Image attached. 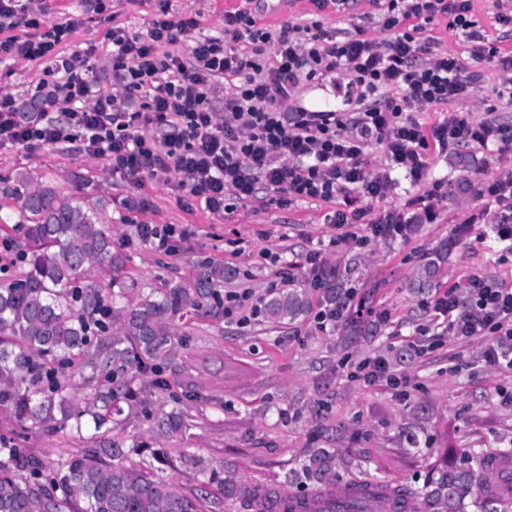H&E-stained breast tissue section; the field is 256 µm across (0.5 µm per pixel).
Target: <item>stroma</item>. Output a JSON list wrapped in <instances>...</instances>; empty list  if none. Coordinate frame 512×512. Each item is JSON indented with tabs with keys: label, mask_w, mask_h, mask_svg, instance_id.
Instances as JSON below:
<instances>
[{
	"label": "stroma",
	"mask_w": 512,
	"mask_h": 512,
	"mask_svg": "<svg viewBox=\"0 0 512 512\" xmlns=\"http://www.w3.org/2000/svg\"><path fill=\"white\" fill-rule=\"evenodd\" d=\"M225 0H168L172 14L197 16L200 31L213 34L224 25ZM50 17L82 16V26L64 44L66 52L96 47L95 70L102 91L112 89L105 23L93 0H44ZM261 23L319 22L337 39L356 33L384 39L377 12L367 0H349L343 10L315 11L310 0H252ZM441 49L457 55L469 70L482 73L481 88L460 105L470 121L493 117L512 124V98L498 94L499 72L476 62L458 32L436 25ZM42 64H0V92L28 99L42 75ZM512 169L505 152L449 147L433 153L431 179H445L447 192L436 204L431 224L411 225L406 236L375 237L368 224L403 207L423 186L399 183L370 202L368 221L355 225V238L327 223L333 206L315 200L288 205L259 190L257 198L229 200L228 210L214 213L203 204L186 206L171 185L129 184L111 166L80 153L75 145H35L0 149V176L20 172L102 199L112 240L126 256L125 271L138 284L189 281L193 265L222 264L225 291H250L266 299L281 292L279 267H288L292 286L310 298L304 315L277 324L264 315L241 323L225 317L195 318L187 349L174 365L188 370L196 395L182 399L191 427L166 438L143 415L130 418L124 438L148 442L167 451L164 477L180 488L247 481L295 495L301 488L285 484L284 475L317 449L333 456L332 484L375 482L388 485L424 482L434 467L455 466L473 449L512 448V367L491 366L477 341L449 337L429 303L476 275H493L512 286V253L494 241L495 213L476 197L477 181ZM143 224H180L187 229L177 249L166 255L139 236ZM454 247L437 287L417 290L412 283L432 250L445 241ZM319 264H311V254ZM350 269L354 288L350 310H362L368 326L347 335L344 321L320 328L315 315L326 300L313 285L316 269ZM382 360L389 372L405 379L395 389L386 378L355 377L363 362Z\"/></svg>",
	"instance_id": "1"
}]
</instances>
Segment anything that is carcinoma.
<instances>
[{
	"label": "carcinoma",
	"mask_w": 512,
	"mask_h": 512,
	"mask_svg": "<svg viewBox=\"0 0 512 512\" xmlns=\"http://www.w3.org/2000/svg\"><path fill=\"white\" fill-rule=\"evenodd\" d=\"M0 197L13 207L0 224L23 233L27 249L20 275L0 288V410L14 417L22 433H63L82 444L66 453L52 471L34 455L0 436V512H209L206 492L189 493L159 475L164 451L127 465L139 445L126 446L112 432L141 407L155 428L173 437L189 426V416L166 404L148 408L135 388L152 373L159 391L171 388L161 363L175 357L184 340L173 330L186 316L218 317L224 308V266L202 263L188 286L166 285L126 297L125 258L113 249L112 233L101 217L102 205L49 183H33L19 173L5 179ZM448 256L444 244L425 262L413 287H436ZM328 303L348 302L344 276L322 272ZM309 308L305 292L283 291L265 303L273 322L294 321ZM90 383L94 391L81 402L72 392ZM326 449L314 453L287 483H321L329 471ZM476 474L457 467L421 487L399 485L380 492L372 503L401 502L405 512H499L494 497L474 495ZM230 494L248 512H294L279 493L259 485L231 483ZM311 512H372L355 495Z\"/></svg>",
	"instance_id": "cac0c4a2"
}]
</instances>
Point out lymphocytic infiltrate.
<instances>
[{"mask_svg":"<svg viewBox=\"0 0 512 512\" xmlns=\"http://www.w3.org/2000/svg\"><path fill=\"white\" fill-rule=\"evenodd\" d=\"M389 38L352 36L336 41L326 31L290 22L259 24L245 6L225 11L224 27L198 35L199 20L170 13L159 0L145 32L130 31L95 0L107 24L112 86L97 87L93 50L66 53L62 44L81 18L52 21L35 0H0V62H41L45 68L26 116L13 94L0 93V147L77 144L86 156L107 160L134 185L169 182L185 199L213 212L226 198L245 200L258 189L282 201L341 200L328 220L344 227L367 215L366 199L386 196L391 170L411 184L429 182L405 208L372 221L374 235L404 236L407 210L435 218L445 183L427 181L432 148L512 147V125L471 122L448 113L424 127L415 112L464 103L477 94L480 75L455 55L439 50L427 25L446 23L471 45L473 60L495 63L503 88L512 90V49L485 38L473 0H368ZM189 50H180V43ZM340 74L354 108L310 109L297 92L305 82ZM224 94L216 110V92ZM380 147L389 169L372 170L367 155ZM479 198L495 205L502 240H512V171L481 180ZM447 317L449 335L484 344L497 364L512 348V287L491 275L471 277L465 296L448 289L433 302Z\"/></svg>","mask_w":512,"mask_h":512,"instance_id":"obj_1","label":"lymphocytic infiltrate"}]
</instances>
